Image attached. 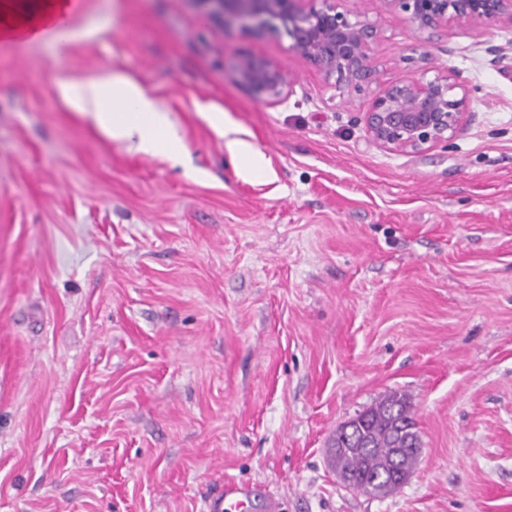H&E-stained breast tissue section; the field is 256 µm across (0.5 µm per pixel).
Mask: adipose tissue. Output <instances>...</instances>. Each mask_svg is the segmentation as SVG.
<instances>
[{
  "label": "adipose tissue",
  "instance_id": "ef3b65f1",
  "mask_svg": "<svg viewBox=\"0 0 512 512\" xmlns=\"http://www.w3.org/2000/svg\"><path fill=\"white\" fill-rule=\"evenodd\" d=\"M76 0H34L24 9L19 0H0V39L18 43L52 40L63 46L72 38L68 18ZM60 92L113 140L136 151L178 156L182 146L171 130L167 116L136 83L115 73Z\"/></svg>",
  "mask_w": 512,
  "mask_h": 512
}]
</instances>
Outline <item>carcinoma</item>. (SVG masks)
<instances>
[{
  "label": "carcinoma",
  "mask_w": 512,
  "mask_h": 512,
  "mask_svg": "<svg viewBox=\"0 0 512 512\" xmlns=\"http://www.w3.org/2000/svg\"><path fill=\"white\" fill-rule=\"evenodd\" d=\"M331 465L355 480L353 489L381 497L396 491L411 473L419 439L409 400L393 393L337 429Z\"/></svg>",
  "instance_id": "obj_1"
}]
</instances>
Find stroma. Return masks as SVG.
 <instances>
[{
  "label": "stroma",
  "instance_id": "35a3bbf8",
  "mask_svg": "<svg viewBox=\"0 0 512 512\" xmlns=\"http://www.w3.org/2000/svg\"><path fill=\"white\" fill-rule=\"evenodd\" d=\"M65 50L0 42V512H512V46L502 23L420 32L383 0L375 81L328 82L288 37L222 35L193 0H77ZM280 63L277 104L234 54ZM452 68L466 122L420 153L363 114ZM120 73L184 154L112 140L60 93ZM270 160L243 179L225 123ZM406 395L422 452L372 497L327 455ZM250 491L235 483L224 485V493L212 499L207 508L209 512H243L249 502Z\"/></svg>",
  "mask_w": 512,
  "mask_h": 512
}]
</instances>
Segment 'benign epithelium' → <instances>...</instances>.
<instances>
[{
    "label": "benign epithelium",
    "mask_w": 512,
    "mask_h": 512,
    "mask_svg": "<svg viewBox=\"0 0 512 512\" xmlns=\"http://www.w3.org/2000/svg\"><path fill=\"white\" fill-rule=\"evenodd\" d=\"M321 2L316 7L313 2ZM226 33L235 30L284 32L292 48L334 81L337 88L360 93L376 77L372 47L379 32L367 21L339 9V0H193ZM415 30L424 32L460 25L504 23L512 26V0H383ZM239 81L256 96L276 103L291 81L276 62L234 56ZM388 84L364 113L371 137L381 147L420 153L451 141L463 123L466 97L458 75L448 69L428 77Z\"/></svg>",
    "instance_id": "obj_1"
}]
</instances>
